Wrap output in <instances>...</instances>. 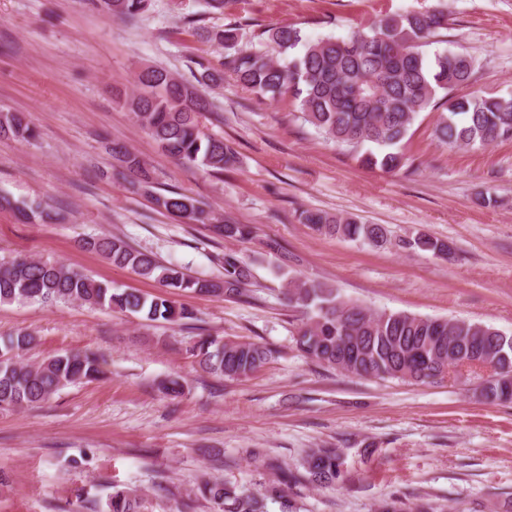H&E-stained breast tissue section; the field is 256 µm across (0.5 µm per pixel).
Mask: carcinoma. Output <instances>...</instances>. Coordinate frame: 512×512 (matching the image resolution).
I'll use <instances>...</instances> for the list:
<instances>
[{"label": "carcinoma", "mask_w": 512, "mask_h": 512, "mask_svg": "<svg viewBox=\"0 0 512 512\" xmlns=\"http://www.w3.org/2000/svg\"><path fill=\"white\" fill-rule=\"evenodd\" d=\"M147 0H92L101 13L136 19ZM443 10L386 15L352 32L346 38H304L295 26L264 31L277 49L272 56L241 52L232 59L236 79L257 96L270 101L291 98L303 121L326 140L357 153L366 168L387 173L401 171L407 163L402 151L420 113L443 98L434 135L450 147L488 146L512 138V97L454 95L468 85L476 60L467 52L429 55L426 47L446 28ZM226 49L237 45L238 28L227 25L214 33ZM198 84L218 86L221 71L203 63ZM136 89L123 104L167 156L184 164L222 173L237 162L234 150L216 136L200 129L199 117L210 111L197 84L178 78L169 70L144 65L135 74ZM32 142L37 127L21 112H0V138ZM112 158L136 177V190L149 196L157 209L186 223L210 226L226 240L246 241L247 224H229L206 211L197 201L175 190H156L144 162L125 143L112 142ZM12 205L0 196V206ZM14 206V205H12ZM27 222L55 220L46 207L14 206ZM303 224L330 236L346 237L380 246L387 243L385 228L352 216L304 210ZM403 245L436 256L451 254V246L437 238L418 235ZM112 264L126 266L156 281L163 291L145 296L99 283L58 261L15 256L0 261V303L80 301L92 306L140 314L147 321L179 323L194 319V312L171 300L183 293L218 298L247 299L251 285L250 264L237 252H224V276L219 280L193 277L173 265H163L152 255L132 248L115 236L83 241ZM279 261L287 281L288 302L300 309L302 320L295 343L317 364L351 377L398 379L411 383L434 381L435 371L462 361L483 360L491 372L482 380L481 396L489 401L512 399V335L465 319L422 317L403 312L373 311L342 299L335 289L289 276L285 269L296 257L276 240L266 242ZM35 341L19 332L0 341V409L33 408L58 391L104 376L100 357L90 352H64L38 364L21 361ZM198 366L228 378L246 377L273 355L261 343L206 337L189 348ZM335 448H316L304 462L305 479L314 485L334 482L341 472ZM211 505L212 512H265L266 496L231 482L201 478L194 490ZM143 498L136 489H117L106 502V512H141ZM382 512H444L421 499L406 508L386 505Z\"/></svg>", "instance_id": "cac0c4a2"}]
</instances>
